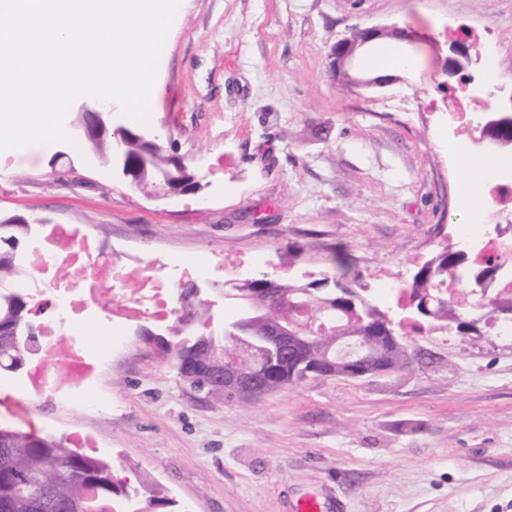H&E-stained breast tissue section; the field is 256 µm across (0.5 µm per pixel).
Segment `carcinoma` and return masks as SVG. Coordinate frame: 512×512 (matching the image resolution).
Masks as SVG:
<instances>
[{
    "mask_svg": "<svg viewBox=\"0 0 512 512\" xmlns=\"http://www.w3.org/2000/svg\"><path fill=\"white\" fill-rule=\"evenodd\" d=\"M123 138L136 188L161 185L171 194L180 195L194 187L192 171L186 178L166 180L182 163L177 155L164 147H149L142 133L129 128ZM146 156L148 169L141 171L139 165ZM28 229L27 224H0V375L20 370L26 338L34 334L29 299L18 291L2 288L21 274L17 248ZM330 262L329 275L315 281L250 278L227 289L228 296L241 302L267 288L288 303L286 309L279 304L262 315L242 312L236 320L224 324L229 345H244L258 353L256 374L268 395L311 377L307 372L311 366L325 369L327 377H351L349 365L324 360L323 351L337 346L336 337L329 335L318 336L302 349L303 365L286 360L276 368L269 366L265 336L271 327L291 324L297 331L313 332L317 330L316 320L328 309L340 318L351 339L367 337L377 367L400 371L413 362L412 342L403 333L404 327H410L417 335L442 333L471 342L475 340L477 320L488 322L486 331H493L501 322L500 304L512 303V295L500 292L471 306L448 290V280L452 279L462 286L463 294L482 298L485 290L471 288V282L459 278V272L466 268L471 273L481 271L491 277L497 267L490 259L482 263L464 259L451 243L435 252L399 285L393 296L396 304L387 308L375 302L346 251L331 250ZM186 305L193 322L209 320L211 303L206 298L195 295ZM205 340L206 335L202 334L192 344L176 347L178 374L194 379V387L206 395L221 402L231 401L232 395L224 394V389L214 384L222 360L201 349ZM127 497L126 491L117 488L110 463L69 448L52 437L0 426V512H113L112 504Z\"/></svg>",
    "mask_w": 512,
    "mask_h": 512,
    "instance_id": "carcinoma-1",
    "label": "carcinoma"
}]
</instances>
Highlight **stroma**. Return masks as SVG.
Listing matches in <instances>:
<instances>
[{
	"instance_id": "obj_1",
	"label": "stroma",
	"mask_w": 512,
	"mask_h": 512,
	"mask_svg": "<svg viewBox=\"0 0 512 512\" xmlns=\"http://www.w3.org/2000/svg\"><path fill=\"white\" fill-rule=\"evenodd\" d=\"M419 32L400 80L330 77L329 50L356 27ZM464 33L495 64V106L512 104V0H182L148 124L207 184L154 200L68 148L0 162V219L84 224L104 244L197 265L263 254L265 273L318 278L335 246L369 288L407 279L456 236L457 149L474 129L449 107L484 101L448 76ZM134 326L97 379L108 410L65 409L0 384V426L59 441L95 434L143 512H512V341L416 337L412 369L320 377L248 404L219 405L180 377L168 337Z\"/></svg>"
}]
</instances>
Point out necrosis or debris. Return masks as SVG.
<instances>
[{
	"instance_id": "4bbe7bcc",
	"label": "necrosis or debris",
	"mask_w": 512,
	"mask_h": 512,
	"mask_svg": "<svg viewBox=\"0 0 512 512\" xmlns=\"http://www.w3.org/2000/svg\"><path fill=\"white\" fill-rule=\"evenodd\" d=\"M456 242L478 256L500 257V285L512 288V216L490 239L459 225ZM24 263L26 295L46 319L22 385L62 405L86 408L101 405L94 382L110 356L124 347L128 326L139 321L168 326L177 311L176 284L208 275L182 260L108 251L76 224L46 225L33 237ZM81 264L91 275L90 286L67 276Z\"/></svg>"
}]
</instances>
